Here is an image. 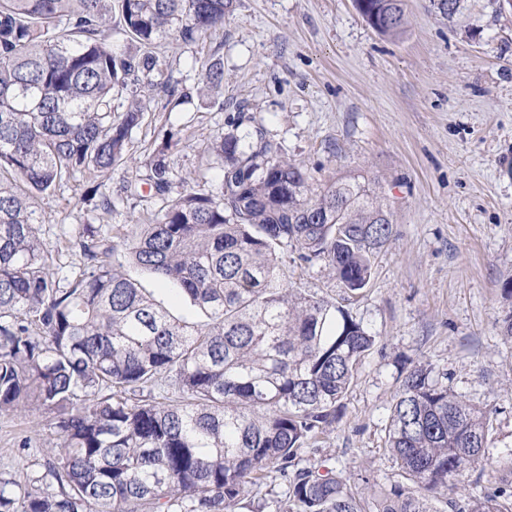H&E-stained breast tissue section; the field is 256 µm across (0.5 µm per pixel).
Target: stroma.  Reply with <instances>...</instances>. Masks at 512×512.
I'll use <instances>...</instances> for the list:
<instances>
[{
	"instance_id": "obj_1",
	"label": "stroma",
	"mask_w": 512,
	"mask_h": 512,
	"mask_svg": "<svg viewBox=\"0 0 512 512\" xmlns=\"http://www.w3.org/2000/svg\"><path fill=\"white\" fill-rule=\"evenodd\" d=\"M156 87L143 89L145 118L131 133L136 160L116 167L106 192L137 180L165 133L174 191L182 178L219 162L206 146L238 114L253 118L283 156L300 163L312 192L346 175L365 179L387 204L390 243L372 279L349 296L329 268L310 267L303 287L343 300L375 336L344 399V415L312 451V463L362 483L366 496L401 484L385 447L391 407L414 364L447 378L450 390L495 410L492 461L512 457V343L501 320L512 301V0H464L453 19L430 0H406L401 32L379 33L354 0H233L224 27L203 41L167 40ZM224 66L208 96L205 66ZM187 93L173 105L166 89ZM76 176L37 201L45 238L75 225L135 224L142 206L90 210ZM51 417L0 414V477L25 479L22 439L55 442Z\"/></svg>"
}]
</instances>
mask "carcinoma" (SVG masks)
<instances>
[{
  "label": "carcinoma",
  "mask_w": 512,
  "mask_h": 512,
  "mask_svg": "<svg viewBox=\"0 0 512 512\" xmlns=\"http://www.w3.org/2000/svg\"><path fill=\"white\" fill-rule=\"evenodd\" d=\"M461 2L432 6L451 19ZM231 4L118 0L117 26L140 47L126 54L106 40L112 0H0V413L48 412L57 434L44 471L0 478V512H512V482L494 479L486 456L492 412L422 365L390 414L387 448L406 483L371 503L303 456L339 420L376 337L291 278L321 264L345 290L367 287L393 234L368 183L310 196L303 166L258 129L217 136L218 178L200 170L174 194L168 135L142 184L125 186L161 201L151 221L77 225L62 242L82 265L60 274L32 200L92 173L82 202L118 210L125 200L101 187L130 159L153 48L197 42ZM355 4L379 32L401 31L402 0ZM223 83L211 63L198 92ZM126 265L178 287L204 320L171 317ZM466 471L490 487L465 493Z\"/></svg>",
  "instance_id": "obj_1"
}]
</instances>
